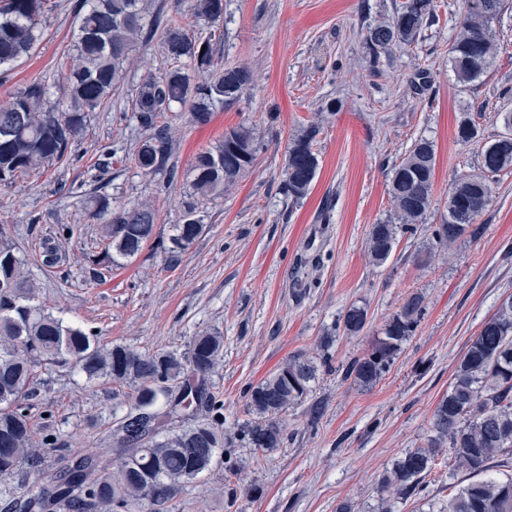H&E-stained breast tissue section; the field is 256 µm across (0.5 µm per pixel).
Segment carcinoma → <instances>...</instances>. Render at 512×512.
<instances>
[{"instance_id": "obj_1", "label": "carcinoma", "mask_w": 512, "mask_h": 512, "mask_svg": "<svg viewBox=\"0 0 512 512\" xmlns=\"http://www.w3.org/2000/svg\"><path fill=\"white\" fill-rule=\"evenodd\" d=\"M50 0H0V73L6 74L36 49L40 18ZM504 0H463L457 33L448 48L456 80L465 86L490 69L498 50L492 21ZM193 15L215 23L224 17V0H191ZM436 18V0H403L390 20L367 30L364 45L370 61L419 39ZM167 57L189 61L205 74L191 80L180 68L163 77L149 76L138 86L131 119L143 131L135 162L146 173L178 179L170 164L174 140L170 126L160 123L175 104L189 106L194 124L209 121L218 104L237 100L253 84L247 66L220 67L208 40L190 37L162 14H148L145 0H82L77 14V55L66 76L69 105L61 110L39 80L0 105V185H11L60 160L83 134L87 116L112 98L133 53L156 35ZM502 130L480 153V173L453 181L448 190V217L434 230L436 248L450 252L471 232L493 200V184L512 170V110L495 113ZM319 125L311 123L288 143L282 189L298 201L316 179L319 160L314 142ZM479 123L464 112L456 140L465 145L480 137ZM252 129L224 133L216 146L199 153L190 168L192 193L183 202L179 223L172 225L169 257L177 258L205 231L203 203L224 191L248 171L256 156ZM436 151L432 141L416 140L391 169L389 195L395 224H374L367 239L370 261L381 266L391 257L399 233L412 232L432 204ZM87 208L103 227L107 246L86 261L96 267L118 265L137 257L153 239L157 211L146 202L113 205L108 195L93 194ZM26 260L4 226H0V481L22 468L41 473L45 457L22 405L38 361H71L88 382L109 379L133 389L132 405L118 427L119 464L107 467L99 457L83 454L51 477V496L33 482L15 507L20 512H116L134 507L159 512L183 485L198 479L222 456L224 403L208 392L207 380L219 367L224 337L203 330L192 337L187 352L141 351L116 344L102 346L93 335L66 324L38 302ZM422 312L414 295L384 325L377 338L345 369V378L360 387L375 385L389 370L413 335ZM368 310L351 305L338 319L336 331L359 335ZM326 361L294 356L247 393L246 419L238 428L241 441L254 450L273 451L283 442L281 418L305 402ZM191 420L187 427L173 420ZM448 447L454 470L464 473L439 512H512V296L486 319L456 363L448 393L437 403L425 443L404 452L382 477L381 486L401 497L425 492V479L439 449Z\"/></svg>"}]
</instances>
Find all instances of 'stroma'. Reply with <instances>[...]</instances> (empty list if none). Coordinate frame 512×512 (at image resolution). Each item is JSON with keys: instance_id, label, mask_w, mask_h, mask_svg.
<instances>
[{"instance_id": "1", "label": "stroma", "mask_w": 512, "mask_h": 512, "mask_svg": "<svg viewBox=\"0 0 512 512\" xmlns=\"http://www.w3.org/2000/svg\"><path fill=\"white\" fill-rule=\"evenodd\" d=\"M75 2L53 0L34 54L0 78V105L35 80L67 104ZM401 2L224 0L223 20L207 23L191 14L187 0H152L191 35L210 39L218 64L256 72L254 88L216 106L207 124L186 122L178 104L166 113L182 172L178 183L137 168L142 133L121 118L141 79L191 69L187 61L167 59L155 40L136 51L119 90L89 114L83 137L60 162L0 186V225L27 258L39 300L54 315L95 333L99 343L144 351L185 350L206 328L223 333L224 359L208 385L224 404L231 437L224 452L244 466L230 479L223 463L214 464L163 512H338L344 504L351 512H378L383 473L423 443L457 358L512 295V173L495 184L474 236L459 240L447 256L431 248L448 212L450 184L477 173L481 150L501 130L496 112L512 109V0L492 24L498 55L469 87L457 82L448 63L462 0H437V17L417 45L395 49L370 67L364 35ZM476 111L481 139L457 143L460 114ZM314 120L320 123L319 171L308 194L294 201L280 190L288 142ZM240 126L260 134L253 166L208 204L204 234L177 263H168L161 243L179 221L194 158ZM420 138L436 149L432 207L415 232L399 235L389 261L374 266L365 243L371 226L392 215L390 171ZM105 149L112 153L111 196L153 204L157 239L94 278L85 257L104 243L85 202ZM63 225L71 234L60 241L61 262L42 266L43 240ZM414 295L423 299L421 319L390 371L369 389L345 379L347 364ZM355 303L368 308L362 335H339L321 347V337ZM298 353L329 358L330 367L308 403L284 419L281 448L256 453L234 438L246 418L245 394ZM31 390L30 421L50 469L75 453L117 462L115 431L131 406L129 385L89 384L71 363L59 362L36 366ZM452 465L449 454H441L428 495L395 500L394 512L441 505Z\"/></svg>"}]
</instances>
